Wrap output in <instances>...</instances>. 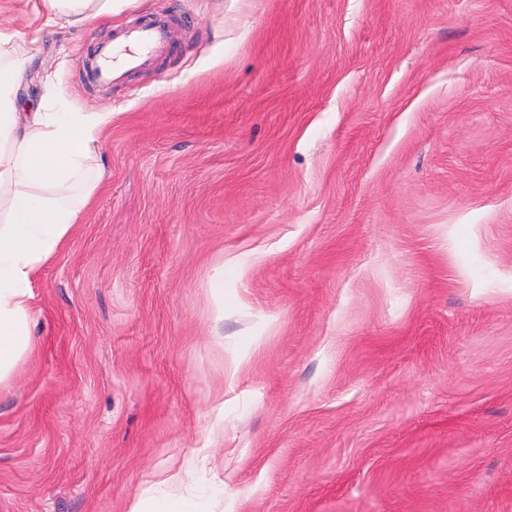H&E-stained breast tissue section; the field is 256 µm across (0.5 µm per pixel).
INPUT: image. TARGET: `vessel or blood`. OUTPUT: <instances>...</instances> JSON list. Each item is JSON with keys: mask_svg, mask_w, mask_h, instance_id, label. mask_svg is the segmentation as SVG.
<instances>
[{"mask_svg": "<svg viewBox=\"0 0 512 512\" xmlns=\"http://www.w3.org/2000/svg\"><path fill=\"white\" fill-rule=\"evenodd\" d=\"M171 45V31L165 19L135 21L112 41L97 45L91 78L100 85L119 83L130 71L149 67Z\"/></svg>", "mask_w": 512, "mask_h": 512, "instance_id": "vessel-or-blood-1", "label": "vessel or blood"}]
</instances>
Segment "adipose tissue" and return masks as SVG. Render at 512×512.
Instances as JSON below:
<instances>
[{"label": "adipose tissue", "mask_w": 512, "mask_h": 512, "mask_svg": "<svg viewBox=\"0 0 512 512\" xmlns=\"http://www.w3.org/2000/svg\"><path fill=\"white\" fill-rule=\"evenodd\" d=\"M43 24L78 26L127 0H46ZM26 59L0 63V389L35 348L31 284L40 264L73 232L96 189L88 173L100 140L94 112H21Z\"/></svg>", "instance_id": "ef3b65f1"}]
</instances>
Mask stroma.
Returning <instances> with one entry per match:
<instances>
[{
    "mask_svg": "<svg viewBox=\"0 0 512 512\" xmlns=\"http://www.w3.org/2000/svg\"><path fill=\"white\" fill-rule=\"evenodd\" d=\"M173 46L81 64L138 18ZM20 109L101 112L33 282L0 512H512V0H130L42 28ZM172 45L168 22L159 17L138 20L116 34L110 42L97 45V62L91 68L92 80L100 85L120 83L133 70L149 67ZM191 505L169 493L146 495L138 500L131 512H193Z\"/></svg>",
    "mask_w": 512,
    "mask_h": 512,
    "instance_id": "stroma-1",
    "label": "stroma"
}]
</instances>
